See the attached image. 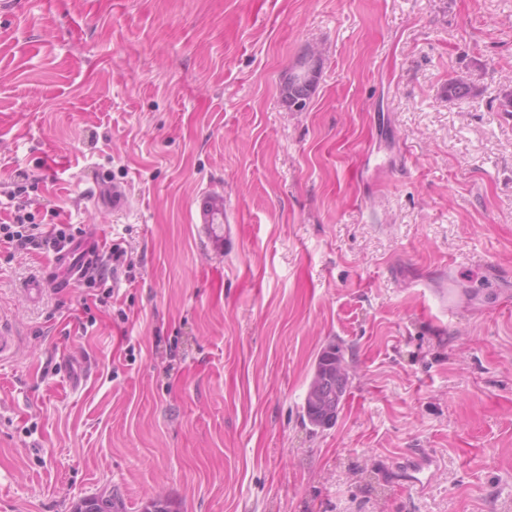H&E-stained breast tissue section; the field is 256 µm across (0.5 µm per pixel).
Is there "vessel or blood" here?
Returning <instances> with one entry per match:
<instances>
[{"label":"vessel or blood","instance_id":"obj_1","mask_svg":"<svg viewBox=\"0 0 512 512\" xmlns=\"http://www.w3.org/2000/svg\"><path fill=\"white\" fill-rule=\"evenodd\" d=\"M102 240L95 232H87L81 239L66 248L55 252L48 266L38 275L26 281L23 292L30 302H40L49 287L66 288L71 282L86 275L93 267ZM433 459L423 452H411L403 456L393 466L392 472L407 486L422 484L425 468L432 465Z\"/></svg>","mask_w":512,"mask_h":512}]
</instances>
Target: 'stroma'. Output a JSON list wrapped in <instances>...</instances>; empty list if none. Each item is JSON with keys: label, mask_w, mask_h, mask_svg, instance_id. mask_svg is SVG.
Masks as SVG:
<instances>
[{"label": "stroma", "mask_w": 512, "mask_h": 512, "mask_svg": "<svg viewBox=\"0 0 512 512\" xmlns=\"http://www.w3.org/2000/svg\"><path fill=\"white\" fill-rule=\"evenodd\" d=\"M504 90L512 0H0V195L27 173L131 258L87 313L80 282L20 292L51 252L0 249V512H512ZM332 342L349 383L315 428ZM418 448L423 487L384 477ZM316 56L317 53L314 50H309L305 59L301 60L299 64L284 77L283 88L288 89V86H290L292 89L291 96L288 98V106L294 112H303L309 101V99H297V95L294 92L296 89L295 81L304 80L306 77L309 82L316 80L318 74L317 69L315 66L309 65L311 61L316 59ZM339 358H344L342 345L331 343L324 348L314 372V375H318L315 399L309 394L311 382L309 384L303 409L310 425L315 428H323L326 417L328 420L336 419L337 410L345 397L349 375L344 374L347 370L345 358L336 361ZM335 362L336 369L333 366ZM336 370L342 375L336 374ZM73 512H127L126 503L117 491L85 497L75 504Z\"/></svg>", "instance_id": "stroma-1"}]
</instances>
